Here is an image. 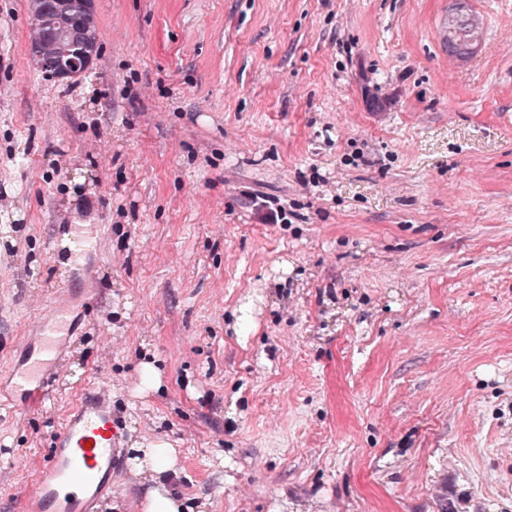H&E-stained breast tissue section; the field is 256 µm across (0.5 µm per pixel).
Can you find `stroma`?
I'll list each match as a JSON object with an SVG mask.
<instances>
[{
    "mask_svg": "<svg viewBox=\"0 0 512 512\" xmlns=\"http://www.w3.org/2000/svg\"><path fill=\"white\" fill-rule=\"evenodd\" d=\"M469 5L461 59L449 0H98L67 85L0 0V377L75 304L54 399L0 410V512L93 384L182 512H512V0ZM68 236L57 244V250H63L74 266L80 265V259L87 247L91 245L92 237L83 227L70 228Z\"/></svg>",
    "mask_w": 512,
    "mask_h": 512,
    "instance_id": "stroma-1",
    "label": "stroma"
}]
</instances>
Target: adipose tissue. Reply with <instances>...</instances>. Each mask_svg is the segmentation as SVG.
I'll use <instances>...</instances> for the list:
<instances>
[{
  "label": "adipose tissue",
  "mask_w": 512,
  "mask_h": 512,
  "mask_svg": "<svg viewBox=\"0 0 512 512\" xmlns=\"http://www.w3.org/2000/svg\"><path fill=\"white\" fill-rule=\"evenodd\" d=\"M175 465V451L168 444L155 443L142 449L131 459L135 474L147 475L149 484L144 490L147 512H181L179 502L171 497L166 475Z\"/></svg>",
  "instance_id": "obj_1"
}]
</instances>
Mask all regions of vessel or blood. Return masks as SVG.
Wrapping results in <instances>:
<instances>
[{"instance_id":"obj_1","label":"vessel or blood","mask_w":512,"mask_h":512,"mask_svg":"<svg viewBox=\"0 0 512 512\" xmlns=\"http://www.w3.org/2000/svg\"><path fill=\"white\" fill-rule=\"evenodd\" d=\"M91 242L87 229L76 227L59 248L76 265ZM68 307L65 298H57L29 339V359L9 372L10 387L22 405L44 404L55 393L54 367L67 340ZM123 430L111 389H86L80 404L55 430L37 487L23 499V512H98L121 465Z\"/></svg>"}]
</instances>
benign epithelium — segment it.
Instances as JSON below:
<instances>
[{"label":"benign epithelium","mask_w":512,"mask_h":512,"mask_svg":"<svg viewBox=\"0 0 512 512\" xmlns=\"http://www.w3.org/2000/svg\"><path fill=\"white\" fill-rule=\"evenodd\" d=\"M95 17L96 0H30V27L44 34L42 42L25 46L32 67L50 81H77L101 54Z\"/></svg>","instance_id":"7a95c632"}]
</instances>
